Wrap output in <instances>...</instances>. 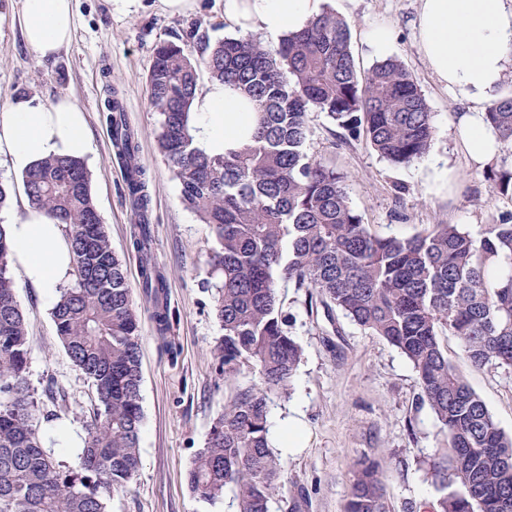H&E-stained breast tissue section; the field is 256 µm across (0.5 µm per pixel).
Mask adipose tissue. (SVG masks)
Listing matches in <instances>:
<instances>
[{
	"label": "adipose tissue",
	"mask_w": 512,
	"mask_h": 512,
	"mask_svg": "<svg viewBox=\"0 0 512 512\" xmlns=\"http://www.w3.org/2000/svg\"><path fill=\"white\" fill-rule=\"evenodd\" d=\"M324 0H224V18L243 34L270 42L302 30ZM24 37L40 58L71 41L72 0H22ZM417 46L438 81L460 102L458 132L471 159L492 160L500 145L485 122L491 94L512 63V0H420ZM195 122L201 147L211 155L237 149L256 123V109L239 89L210 83L197 97ZM85 112L69 98L45 106L17 99L0 110V157L26 172L49 157L85 159L90 153ZM13 267L48 302L72 277L69 247L60 224L34 208L6 226Z\"/></svg>",
	"instance_id": "obj_1"
}]
</instances>
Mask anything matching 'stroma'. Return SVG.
Wrapping results in <instances>:
<instances>
[{"label":"stroma","instance_id":"obj_1","mask_svg":"<svg viewBox=\"0 0 512 512\" xmlns=\"http://www.w3.org/2000/svg\"><path fill=\"white\" fill-rule=\"evenodd\" d=\"M74 2L70 45L42 59L25 43L22 0H0V108L18 98L50 104L66 96L84 110L93 148L86 160L92 194L136 289L142 336L141 465L128 489L111 499V512H233L228 500L211 503L194 495L187 473L225 404L237 390L257 386L258 378L248 363L230 381L216 370L214 350L224 332L214 312L215 290L208 285L215 239L210 227L180 202L179 183L158 151V116L145 85L158 42L184 43L195 51L231 36L224 0H194L191 10L178 15L166 12L160 0H140L129 14L114 12L108 0ZM324 6L348 24L362 74L376 62L365 43L366 30L374 25L393 28L392 55L412 74L433 114L428 154L396 167L365 139L345 138L327 113H310L306 152L346 175L351 206L370 232L409 238L430 224H459L477 235L500 213L512 212V200L493 192L486 165L466 154L457 133L458 106L417 49L413 22L419 0H325ZM112 88L137 136L145 168L151 214L145 254L132 246L138 226L104 112ZM435 165L452 170L449 191L434 192L429 173ZM146 258L164 277L172 321L163 337L155 331L150 304L137 290ZM16 285L28 322L29 383L39 395L47 381H55L75 414L72 426L81 427L79 415L89 405L91 386L56 335L51 305L24 279ZM279 300L303 357L288 391L269 398L270 440L277 443L279 425L295 418L306 442L292 451L279 448L284 478L269 502L270 512H344L357 464L365 458L380 465L389 512H435L440 492L428 462L445 448L446 437L420 399L412 364L342 313L327 317L305 290L282 285ZM442 345L498 427L512 435V370L472 365L456 337L443 336Z\"/></svg>","mask_w":512,"mask_h":512}]
</instances>
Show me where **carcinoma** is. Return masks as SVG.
I'll use <instances>...</instances> for the list:
<instances>
[{
    "instance_id": "1",
    "label": "carcinoma",
    "mask_w": 512,
    "mask_h": 512,
    "mask_svg": "<svg viewBox=\"0 0 512 512\" xmlns=\"http://www.w3.org/2000/svg\"><path fill=\"white\" fill-rule=\"evenodd\" d=\"M238 86L258 107L249 140L209 155L197 146L192 108L198 72ZM148 100L160 115L158 150L180 185L182 203L211 228L214 309L224 330L217 369L229 381L247 362L261 387L224 406L188 471L198 497L232 490L236 512H269L282 464L269 446L268 397L287 389L302 348L289 335L278 288L312 289L365 332L403 353L418 373L422 401L441 423L447 448L433 458L437 512H512V435L448 362L440 336L457 337L476 366L512 369V214L475 237L457 224H430L408 239L372 234L350 206L345 176L304 149L308 114L327 113L395 166L426 155L433 116L410 72L395 58L359 77L347 23L331 10L276 44L226 38L200 54L175 42L154 48ZM126 190L149 237L148 199L138 145L118 98L107 100ZM501 150H512V95L487 108ZM493 191L512 195V171L490 168ZM32 207L64 228L75 284L52 309L56 333L91 383L83 447L73 462L42 444L40 426L69 412L63 390L40 401L28 381L29 334L15 294L6 228L0 225V512H109L140 468L143 424L139 314L123 262L101 223L91 174L81 159H44L22 175ZM142 292L157 300L158 330L170 328L160 303L163 278L143 266ZM345 512H388L378 463L363 459Z\"/></svg>"
}]
</instances>
